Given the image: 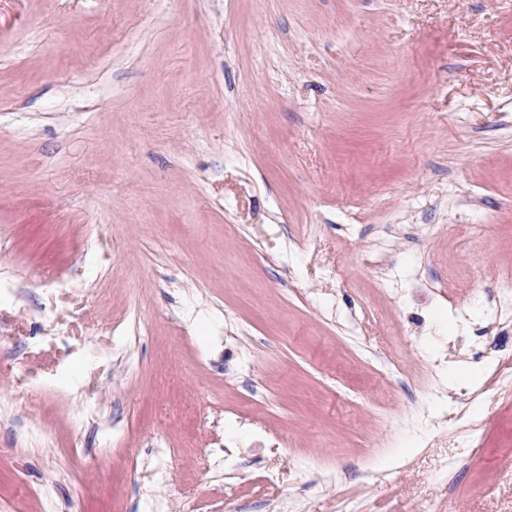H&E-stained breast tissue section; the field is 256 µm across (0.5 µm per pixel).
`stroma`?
<instances>
[{"label": "stroma", "instance_id": "obj_1", "mask_svg": "<svg viewBox=\"0 0 512 512\" xmlns=\"http://www.w3.org/2000/svg\"><path fill=\"white\" fill-rule=\"evenodd\" d=\"M511 289L512 0H0V512H512Z\"/></svg>", "mask_w": 512, "mask_h": 512}]
</instances>
